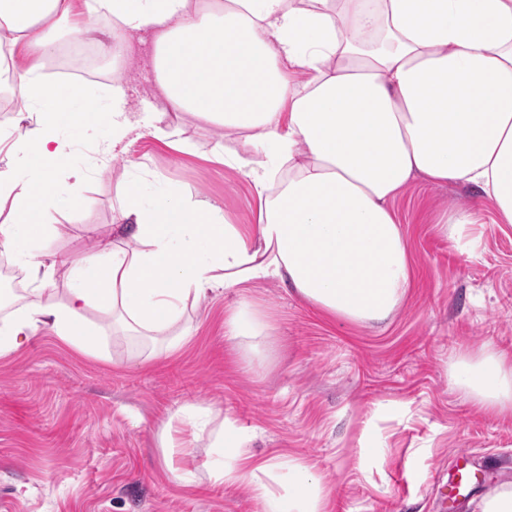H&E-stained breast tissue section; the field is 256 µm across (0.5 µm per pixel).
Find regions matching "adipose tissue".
Segmentation results:
<instances>
[{
	"mask_svg": "<svg viewBox=\"0 0 512 512\" xmlns=\"http://www.w3.org/2000/svg\"><path fill=\"white\" fill-rule=\"evenodd\" d=\"M95 14L109 17L108 29L92 23ZM64 23L75 41L113 58L128 36L147 34L162 105L132 110L119 75L105 108L75 84L46 81L39 62ZM0 25L10 55L35 59L15 73L22 108L0 139V202L11 205L0 248L30 281L24 303L0 321V356L43 327L99 355L98 317L171 352L191 339L188 299L267 278L330 318L382 323L412 278L390 204L419 178L471 187L512 224V0H0ZM298 69L308 75L300 84L289 78ZM170 111L251 134L261 162L228 152L224 163L249 168L256 224L228 223L218 206L176 188L144 201L134 182L119 208L129 245L102 241L80 263L44 254L52 199L85 201V172L58 182L61 128L86 133L101 117L116 144L139 127L168 139ZM451 378L478 406L512 413V355L460 356ZM159 438L178 482L195 483L202 469L227 485L249 481L263 512H327L306 464L239 453L238 431L220 411L177 407ZM203 440L214 453L191 469Z\"/></svg>",
	"mask_w": 512,
	"mask_h": 512,
	"instance_id": "1",
	"label": "adipose tissue"
}]
</instances>
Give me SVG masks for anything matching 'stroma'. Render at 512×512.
Returning a JSON list of instances; mask_svg holds the SVG:
<instances>
[{
	"instance_id": "1",
	"label": "stroma",
	"mask_w": 512,
	"mask_h": 512,
	"mask_svg": "<svg viewBox=\"0 0 512 512\" xmlns=\"http://www.w3.org/2000/svg\"><path fill=\"white\" fill-rule=\"evenodd\" d=\"M148 42L132 39L122 64L133 110L156 96ZM174 142L132 132L115 155L100 123L78 140L64 129L67 183L90 169L80 210L58 201L44 248L82 259L112 235L119 197L132 181L172 185L210 199L234 224L256 221L259 200L248 169L224 164L225 149L250 153L245 135L203 118L169 113ZM456 184L418 179L391 204L413 266L406 296L387 324L331 320L276 280L224 288L188 304L191 342L144 361L135 344L100 328L109 353L85 356L41 329L0 357V512H262L248 482L201 476L174 481L158 434L170 410L212 407L235 421L242 451L311 466L330 512H477L489 488L512 483V416L477 407L449 375L455 359L482 348L512 352V224L479 207L471 252L456 248L436 221L471 201ZM267 325L235 337L227 324L240 302ZM469 452L470 479L452 498L455 455Z\"/></svg>"
}]
</instances>
